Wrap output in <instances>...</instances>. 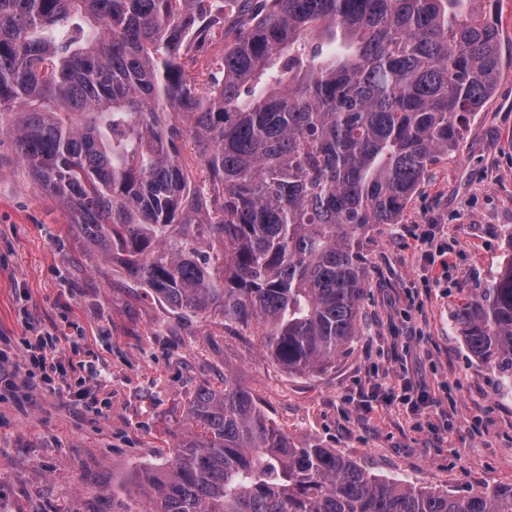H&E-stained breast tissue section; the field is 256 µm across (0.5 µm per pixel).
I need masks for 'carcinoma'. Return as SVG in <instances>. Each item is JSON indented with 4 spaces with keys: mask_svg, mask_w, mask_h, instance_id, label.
Wrapping results in <instances>:
<instances>
[{
    "mask_svg": "<svg viewBox=\"0 0 512 512\" xmlns=\"http://www.w3.org/2000/svg\"><path fill=\"white\" fill-rule=\"evenodd\" d=\"M499 2L0 0V140L152 297L323 373L358 336L364 232L400 222L497 85ZM453 321L511 388L512 262ZM186 416L140 471L146 512H512V485L414 489L298 446L230 373Z\"/></svg>",
    "mask_w": 512,
    "mask_h": 512,
    "instance_id": "1",
    "label": "carcinoma"
}]
</instances>
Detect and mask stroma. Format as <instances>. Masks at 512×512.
<instances>
[{
  "label": "stroma",
  "mask_w": 512,
  "mask_h": 512,
  "mask_svg": "<svg viewBox=\"0 0 512 512\" xmlns=\"http://www.w3.org/2000/svg\"><path fill=\"white\" fill-rule=\"evenodd\" d=\"M364 254L351 349L326 373L290 376L256 337L173 313L98 256L1 142L0 372L15 386L0 387V512H143L138 470L187 439L188 398L228 372L297 445L335 449L378 478L457 494L512 484V390L470 358L452 320L462 291L512 257V66L401 222L368 229ZM46 330L60 338L48 361L67 371L52 388L23 360ZM406 384L427 403L386 401Z\"/></svg>",
  "instance_id": "1"
}]
</instances>
